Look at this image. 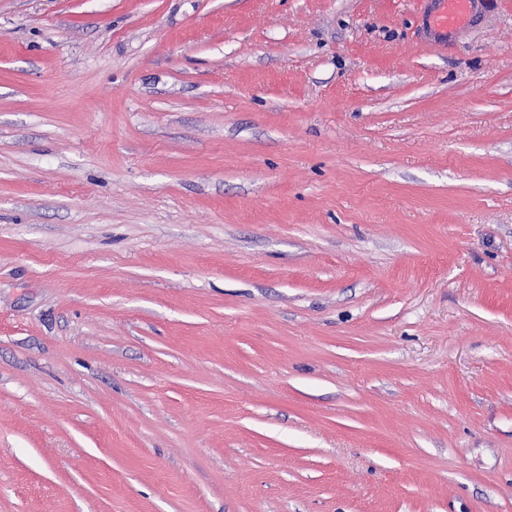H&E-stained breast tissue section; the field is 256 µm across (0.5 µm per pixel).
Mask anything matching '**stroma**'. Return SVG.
Returning a JSON list of instances; mask_svg holds the SVG:
<instances>
[{"label": "stroma", "mask_w": 512, "mask_h": 512, "mask_svg": "<svg viewBox=\"0 0 512 512\" xmlns=\"http://www.w3.org/2000/svg\"><path fill=\"white\" fill-rule=\"evenodd\" d=\"M0 0V512H512V0ZM423 28L428 42L439 45L479 24L478 7L483 10L495 0H425Z\"/></svg>", "instance_id": "1"}]
</instances>
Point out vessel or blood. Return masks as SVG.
Returning a JSON list of instances; mask_svg holds the SVG:
<instances>
[{
	"mask_svg": "<svg viewBox=\"0 0 512 512\" xmlns=\"http://www.w3.org/2000/svg\"><path fill=\"white\" fill-rule=\"evenodd\" d=\"M492 0H426L423 28L430 44L446 42L448 37L479 24L478 7Z\"/></svg>",
	"mask_w": 512,
	"mask_h": 512,
	"instance_id": "vessel-or-blood-1",
	"label": "vessel or blood"
}]
</instances>
